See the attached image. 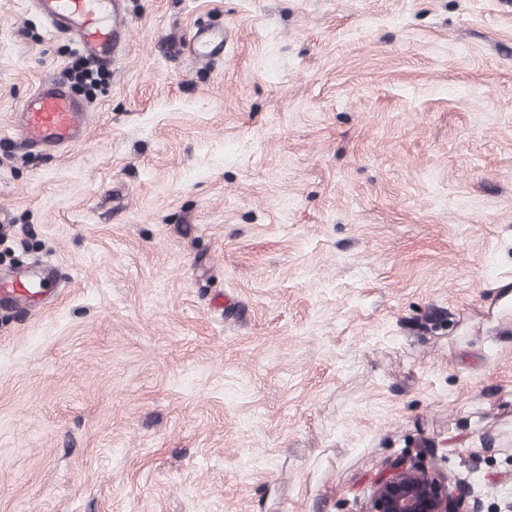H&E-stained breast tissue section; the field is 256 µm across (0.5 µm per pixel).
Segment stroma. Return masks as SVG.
<instances>
[{
  "label": "stroma",
  "mask_w": 512,
  "mask_h": 512,
  "mask_svg": "<svg viewBox=\"0 0 512 512\" xmlns=\"http://www.w3.org/2000/svg\"><path fill=\"white\" fill-rule=\"evenodd\" d=\"M93 89L0 0V512H367L422 457L512 500V0H126ZM224 29V58L187 50ZM91 115L24 152L45 78ZM57 283L56 267L50 263L18 268L7 275L0 273V306L12 308L48 300Z\"/></svg>",
  "instance_id": "obj_1"
}]
</instances>
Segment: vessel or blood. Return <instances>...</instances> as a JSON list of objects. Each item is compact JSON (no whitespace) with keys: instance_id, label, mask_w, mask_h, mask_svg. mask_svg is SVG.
<instances>
[{"instance_id":"vessel-or-blood-1","label":"vessel or blood","mask_w":512,"mask_h":512,"mask_svg":"<svg viewBox=\"0 0 512 512\" xmlns=\"http://www.w3.org/2000/svg\"><path fill=\"white\" fill-rule=\"evenodd\" d=\"M48 29L111 65L131 36L126 0H31ZM188 49L199 59L224 55V31L198 28ZM90 115L84 103L56 78L42 80L21 107L15 129L21 150L64 151L84 143ZM58 283L56 267L42 263L0 273V306L16 307L48 299Z\"/></svg>"}]
</instances>
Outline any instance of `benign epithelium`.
Returning <instances> with one entry per match:
<instances>
[{"mask_svg":"<svg viewBox=\"0 0 512 512\" xmlns=\"http://www.w3.org/2000/svg\"><path fill=\"white\" fill-rule=\"evenodd\" d=\"M368 512H482L481 502L446 475L398 458L378 475Z\"/></svg>","mask_w":512,"mask_h":512,"instance_id":"7a95c632","label":"benign epithelium"}]
</instances>
